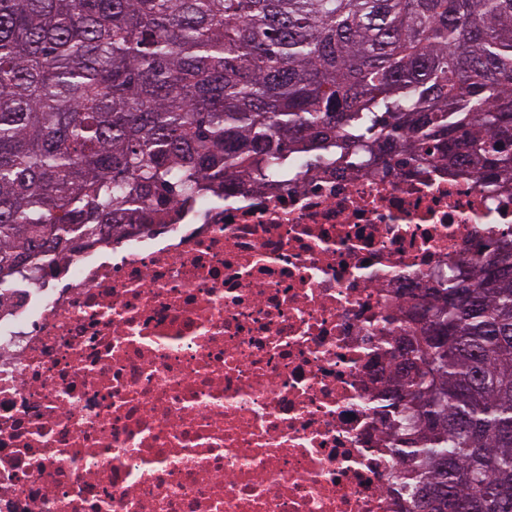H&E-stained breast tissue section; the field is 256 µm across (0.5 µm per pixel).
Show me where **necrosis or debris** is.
Here are the masks:
<instances>
[{"instance_id": "necrosis-or-debris-1", "label": "necrosis or debris", "mask_w": 512, "mask_h": 512, "mask_svg": "<svg viewBox=\"0 0 512 512\" xmlns=\"http://www.w3.org/2000/svg\"><path fill=\"white\" fill-rule=\"evenodd\" d=\"M512 178L288 156L0 283V512H409L384 399Z\"/></svg>"}]
</instances>
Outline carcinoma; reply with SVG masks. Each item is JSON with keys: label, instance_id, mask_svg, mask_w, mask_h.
<instances>
[{"label": "carcinoma", "instance_id": "cac0c4a2", "mask_svg": "<svg viewBox=\"0 0 512 512\" xmlns=\"http://www.w3.org/2000/svg\"><path fill=\"white\" fill-rule=\"evenodd\" d=\"M512 174V0H0V283L288 152ZM387 400L414 512H512V242Z\"/></svg>", "mask_w": 512, "mask_h": 512}]
</instances>
